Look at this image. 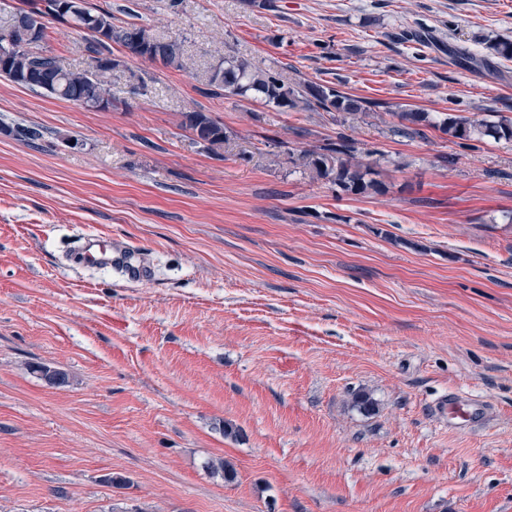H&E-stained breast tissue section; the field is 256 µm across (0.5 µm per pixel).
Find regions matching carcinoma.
Returning <instances> with one entry per match:
<instances>
[{
  "label": "carcinoma",
  "mask_w": 512,
  "mask_h": 512,
  "mask_svg": "<svg viewBox=\"0 0 512 512\" xmlns=\"http://www.w3.org/2000/svg\"><path fill=\"white\" fill-rule=\"evenodd\" d=\"M56 2L21 0V7L9 19L12 29L7 36H0L1 78L48 96L72 102L82 98L89 104L97 100L100 92L111 90L112 70L119 66L118 61L111 58L114 43L135 55L144 54L143 46L146 45L151 50L149 60L177 69H192L175 41L162 40L144 26H116L109 9L90 6L87 0H81L78 9L66 13L57 12ZM38 18L42 19L41 32L36 34L34 25ZM50 20L72 25L89 35L88 52L91 60L96 62L94 68L70 69L53 54L33 51V42L45 40ZM487 50L491 56L512 60V40H490ZM207 82L234 95L260 100L278 112L322 110L344 112L362 119L378 106L376 102L349 96L328 84L288 82L276 71L234 58H222L211 64ZM398 118L409 122L398 129L399 133L411 138L425 137L419 128L426 121L425 114L400 112ZM185 123L205 143L224 142V128L202 112L186 113ZM434 127L459 140L512 138V121L506 119L489 121L447 113ZM296 164L312 176L331 180L349 194L378 193L383 189L382 183L372 178L376 174L372 163L366 161L354 143L342 135L334 141L300 151ZM33 371L40 373L49 384L67 383L64 373L47 366L38 365Z\"/></svg>",
  "instance_id": "carcinoma-1"
}]
</instances>
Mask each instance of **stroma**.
<instances>
[{
  "label": "stroma",
  "instance_id": "stroma-1",
  "mask_svg": "<svg viewBox=\"0 0 512 512\" xmlns=\"http://www.w3.org/2000/svg\"><path fill=\"white\" fill-rule=\"evenodd\" d=\"M90 2L195 69L113 45L106 111L0 77V512H512V139L396 131L411 110L512 121V61L485 46L512 39V0ZM86 46L49 22L66 66ZM223 57L378 107L278 112L206 85ZM340 134L383 192L296 165ZM99 236L134 272L82 259ZM452 391L482 425H449ZM184 117L186 126L201 141L210 145L224 142V128L203 112H187Z\"/></svg>",
  "mask_w": 512,
  "mask_h": 512
}]
</instances>
